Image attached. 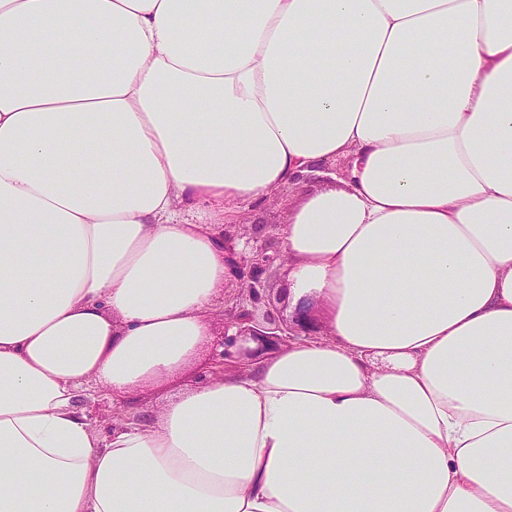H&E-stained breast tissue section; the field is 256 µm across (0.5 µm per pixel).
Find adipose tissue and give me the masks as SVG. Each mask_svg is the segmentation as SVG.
<instances>
[{
  "instance_id": "ef3b65f1",
  "label": "adipose tissue",
  "mask_w": 512,
  "mask_h": 512,
  "mask_svg": "<svg viewBox=\"0 0 512 512\" xmlns=\"http://www.w3.org/2000/svg\"><path fill=\"white\" fill-rule=\"evenodd\" d=\"M285 186L324 332L200 381ZM0 512H512V0H0ZM86 413L91 417L97 431L105 435L112 425V420L123 417V413H114L112 409V401L104 397L97 396L93 400H88L84 405Z\"/></svg>"
}]
</instances>
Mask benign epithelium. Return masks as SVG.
<instances>
[{
  "instance_id": "1",
  "label": "benign epithelium",
  "mask_w": 512,
  "mask_h": 512,
  "mask_svg": "<svg viewBox=\"0 0 512 512\" xmlns=\"http://www.w3.org/2000/svg\"><path fill=\"white\" fill-rule=\"evenodd\" d=\"M219 236L224 240L230 283L236 285L238 292L224 296V335L217 341L218 350L212 352L204 377L213 367L222 371L229 361L245 366L260 351L319 333L305 304L296 307L290 324L268 295L264 275L274 265L286 262L278 234L260 230L244 239L233 231V225L225 224Z\"/></svg>"
}]
</instances>
